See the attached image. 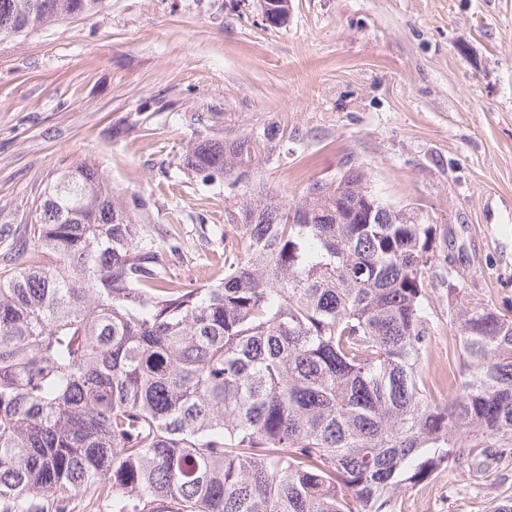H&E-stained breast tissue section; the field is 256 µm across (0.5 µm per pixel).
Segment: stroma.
<instances>
[{"instance_id":"1","label":"stroma","mask_w":512,"mask_h":512,"mask_svg":"<svg viewBox=\"0 0 512 512\" xmlns=\"http://www.w3.org/2000/svg\"><path fill=\"white\" fill-rule=\"evenodd\" d=\"M191 114L229 131L275 125L263 180L284 200L359 166L384 203L433 225L424 372L447 401L459 366L449 281L466 302L512 310V0H290L280 25L260 0H108L0 44V277L39 193L86 158L181 239L183 283L222 278L242 199L178 169ZM510 496L512 461L486 478L444 469L403 512H488Z\"/></svg>"}]
</instances>
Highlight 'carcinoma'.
I'll return each mask as SVG.
<instances>
[{"instance_id": "obj_1", "label": "carcinoma", "mask_w": 512, "mask_h": 512, "mask_svg": "<svg viewBox=\"0 0 512 512\" xmlns=\"http://www.w3.org/2000/svg\"><path fill=\"white\" fill-rule=\"evenodd\" d=\"M107 0H0V43ZM180 165L244 197L224 277L194 288L143 198L92 162L35 203L30 256L0 278V512H401L443 468L512 455V313L462 302V380L423 375L433 227L357 224L365 171L286 203L272 129L190 116Z\"/></svg>"}]
</instances>
